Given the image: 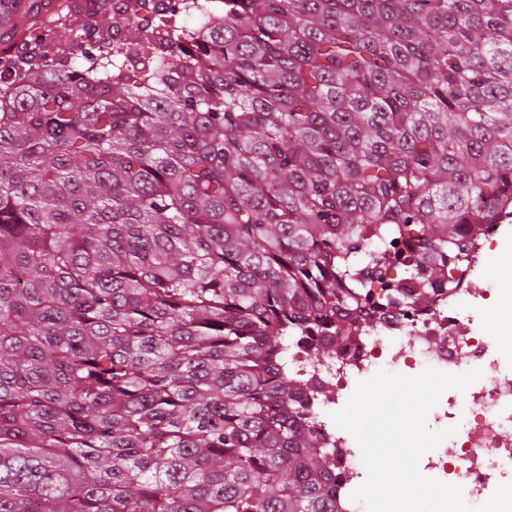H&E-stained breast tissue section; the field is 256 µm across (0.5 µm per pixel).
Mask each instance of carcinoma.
I'll return each instance as SVG.
<instances>
[{"label":"carcinoma","mask_w":512,"mask_h":512,"mask_svg":"<svg viewBox=\"0 0 512 512\" xmlns=\"http://www.w3.org/2000/svg\"><path fill=\"white\" fill-rule=\"evenodd\" d=\"M145 2L0 57V512H336L284 339L512 216V0Z\"/></svg>","instance_id":"1"}]
</instances>
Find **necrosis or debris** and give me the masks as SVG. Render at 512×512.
I'll return each instance as SVG.
<instances>
[{
    "label": "necrosis or debris",
    "mask_w": 512,
    "mask_h": 512,
    "mask_svg": "<svg viewBox=\"0 0 512 512\" xmlns=\"http://www.w3.org/2000/svg\"><path fill=\"white\" fill-rule=\"evenodd\" d=\"M511 245L512 226L495 225L470 245L471 262L458 270L457 288L422 293L406 309L378 301L330 356L313 358L316 339L289 338L288 373L308 385L301 398L307 425L321 447L336 450L337 470L352 475L336 483V512H366L352 495L367 474L357 441L331 415L345 407L355 385L381 370L410 377L428 368L453 375L479 371V379L440 397L429 411V428L453 434L430 451L422 474L460 487L473 508L512 485V343L486 334L481 324L507 301L485 279L484 259Z\"/></svg>",
    "instance_id": "necrosis-or-debris-1"
}]
</instances>
